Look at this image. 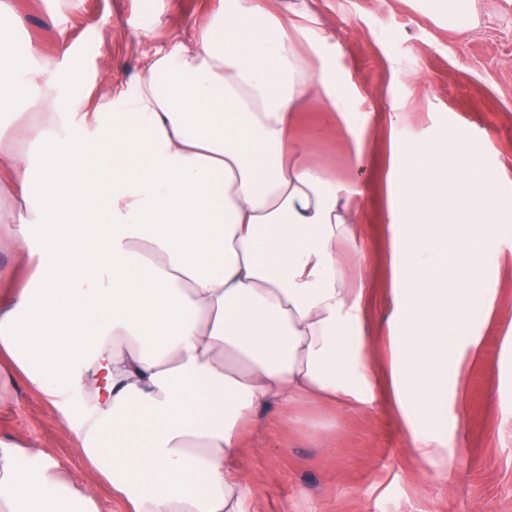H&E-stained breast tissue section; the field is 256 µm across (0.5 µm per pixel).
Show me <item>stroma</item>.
<instances>
[{"mask_svg": "<svg viewBox=\"0 0 512 512\" xmlns=\"http://www.w3.org/2000/svg\"><path fill=\"white\" fill-rule=\"evenodd\" d=\"M17 16L13 53L29 67L52 59L58 92L93 112L115 92L132 91L150 60L192 46L198 27L224 0H6ZM309 11L333 35L330 66L352 90L351 107L374 114L361 146L343 132L324 138L312 161L326 175L359 183L363 242L372 278L364 300L366 329L377 344L370 359L385 371L391 311L386 254L393 149L447 135L467 141L491 170L512 180V0H476L478 23L449 30L434 0H275ZM400 112L390 125L391 112ZM24 105L0 116V146L22 151L32 173L50 156L22 140L37 122ZM488 256L492 309L475 305L471 323L483 337L468 362L466 419L448 428V478H433L407 448L406 428L390 401L339 415L300 407L287 428L249 437L246 458L262 491L261 512H512V209L498 215ZM12 399L0 433L25 438L42 461L76 472L94 491L99 512H124L89 466L66 420L75 402L55 405L25 382L0 385Z\"/></svg>", "mask_w": 512, "mask_h": 512, "instance_id": "stroma-1", "label": "stroma"}]
</instances>
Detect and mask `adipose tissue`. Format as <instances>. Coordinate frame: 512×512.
Returning a JSON list of instances; mask_svg holds the SVG:
<instances>
[{
    "label": "adipose tissue",
    "instance_id": "adipose-tissue-1",
    "mask_svg": "<svg viewBox=\"0 0 512 512\" xmlns=\"http://www.w3.org/2000/svg\"><path fill=\"white\" fill-rule=\"evenodd\" d=\"M16 19L0 2V110L41 113L29 139L51 148L38 188L24 155L0 152V213L39 294L0 290V381L51 403H91L68 418L85 456L129 512H259L244 461L250 432L303 401L373 407L378 382L363 288L339 249L357 246L356 189L309 163L293 137L316 109L360 139L373 115L323 57L330 35L308 14L224 0L193 48L153 59L110 114L48 99L45 61L27 76L10 51ZM390 211L393 352L388 391L412 448L448 477V398H464L448 355L478 357L475 304L491 306L485 254L503 180L463 142L398 149ZM0 512H96L88 490L0 436Z\"/></svg>",
    "mask_w": 512,
    "mask_h": 512
}]
</instances>
